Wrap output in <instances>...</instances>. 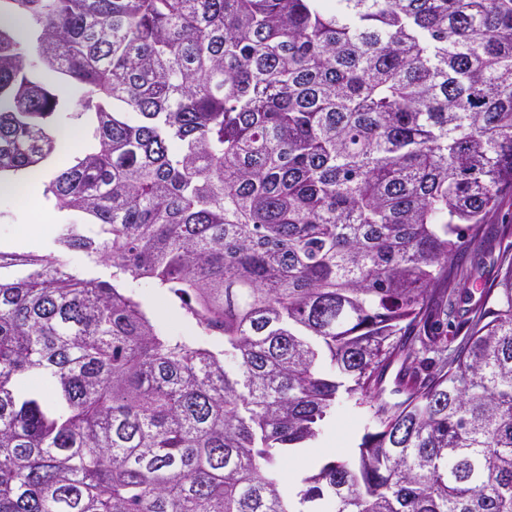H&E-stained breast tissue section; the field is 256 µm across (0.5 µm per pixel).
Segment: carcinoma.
<instances>
[{
    "instance_id": "1",
    "label": "carcinoma",
    "mask_w": 512,
    "mask_h": 512,
    "mask_svg": "<svg viewBox=\"0 0 512 512\" xmlns=\"http://www.w3.org/2000/svg\"><path fill=\"white\" fill-rule=\"evenodd\" d=\"M85 114L45 193L112 272L0 250V512H512V260L454 291L512 191V0H0V176ZM339 399L358 451L293 497ZM75 156L78 155L71 154L68 149L63 154L56 156L54 155L46 162L45 165L42 166V168L44 169L47 167L48 175L46 176V178L38 180L37 182L40 186L44 201L50 209H52L54 212L60 214L63 217V224H79V229L82 232V234L92 238H99L100 236L103 235L101 234L100 224H92L94 221L90 218L76 217L68 211L58 210L57 208H55L54 202L51 199H47L43 194L45 184L49 182L48 178L53 176L54 174L59 173L60 170L66 168L70 163V159H73ZM511 238L499 240L485 239L481 243L467 236L464 244V253L461 255L468 270V281L465 290L458 293V303L462 309L474 307L483 298L484 288H488L495 277L501 272V250ZM459 256V257H461ZM148 301L150 305L170 325L174 326L175 328L183 332L189 331V325L181 320L178 313L172 307H170L162 297L151 293L148 295Z\"/></svg>"
}]
</instances>
